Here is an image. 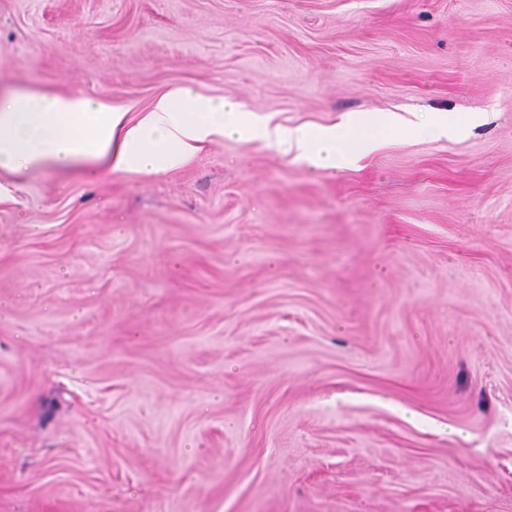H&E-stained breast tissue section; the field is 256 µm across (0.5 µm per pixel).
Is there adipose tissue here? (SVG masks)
Listing matches in <instances>:
<instances>
[{"label": "adipose tissue", "instance_id": "ef3b65f1", "mask_svg": "<svg viewBox=\"0 0 512 512\" xmlns=\"http://www.w3.org/2000/svg\"><path fill=\"white\" fill-rule=\"evenodd\" d=\"M397 133L393 118L355 116L347 133L258 121L240 105L188 89L160 96L137 121L80 97L14 93L0 102V171L164 173L201 152L214 137L264 141L315 170H337Z\"/></svg>", "mask_w": 512, "mask_h": 512}]
</instances>
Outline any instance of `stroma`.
<instances>
[{
    "label": "stroma",
    "mask_w": 512,
    "mask_h": 512,
    "mask_svg": "<svg viewBox=\"0 0 512 512\" xmlns=\"http://www.w3.org/2000/svg\"><path fill=\"white\" fill-rule=\"evenodd\" d=\"M464 117L314 171L0 172V512H512V0H0V98Z\"/></svg>",
    "instance_id": "35a3bbf8"
}]
</instances>
